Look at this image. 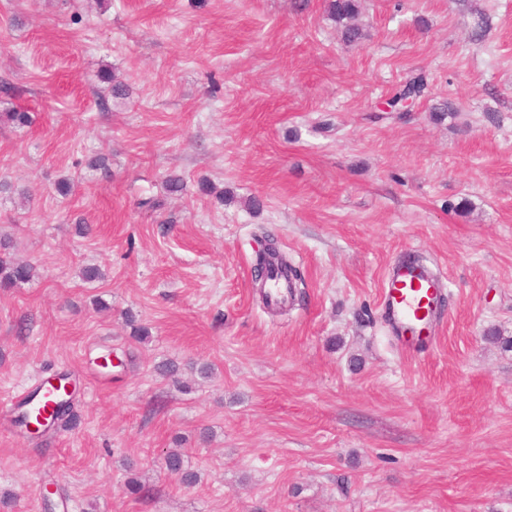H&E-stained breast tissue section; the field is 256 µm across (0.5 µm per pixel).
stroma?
<instances>
[{
    "label": "stroma",
    "instance_id": "35a3bbf8",
    "mask_svg": "<svg viewBox=\"0 0 512 512\" xmlns=\"http://www.w3.org/2000/svg\"><path fill=\"white\" fill-rule=\"evenodd\" d=\"M360 20L348 44L327 0H0V233L36 269L0 289V512L45 487L54 512H512V0ZM265 232L303 277L281 313ZM409 255L445 283L412 355L380 308ZM61 372L77 423L30 434L3 403Z\"/></svg>",
    "mask_w": 512,
    "mask_h": 512
}]
</instances>
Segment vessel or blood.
<instances>
[{
	"label": "vessel or blood",
	"mask_w": 512,
	"mask_h": 512,
	"mask_svg": "<svg viewBox=\"0 0 512 512\" xmlns=\"http://www.w3.org/2000/svg\"><path fill=\"white\" fill-rule=\"evenodd\" d=\"M442 293L437 277L422 262L406 260L387 268L380 303L404 349L433 342Z\"/></svg>",
	"instance_id": "vessel-or-blood-1"
}]
</instances>
